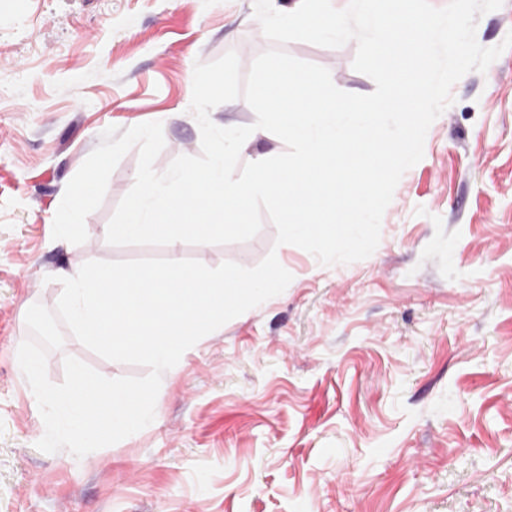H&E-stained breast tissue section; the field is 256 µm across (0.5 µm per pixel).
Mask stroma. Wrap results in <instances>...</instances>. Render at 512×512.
<instances>
[{
    "instance_id": "35a3bbf8",
    "label": "stroma",
    "mask_w": 512,
    "mask_h": 512,
    "mask_svg": "<svg viewBox=\"0 0 512 512\" xmlns=\"http://www.w3.org/2000/svg\"><path fill=\"white\" fill-rule=\"evenodd\" d=\"M271 46L253 0H0V512H512V48L453 86L371 256L322 265L267 219L245 242L183 245L209 267L273 251L293 279L164 373L149 429L79 459L37 449L27 309L55 308L74 266L167 255L106 241L137 150L80 245L52 237L67 183L112 125L162 123L156 171L199 155L195 62L232 50L246 72ZM284 49L375 89L355 42ZM68 355L146 373L68 333L50 381Z\"/></svg>"
}]
</instances>
